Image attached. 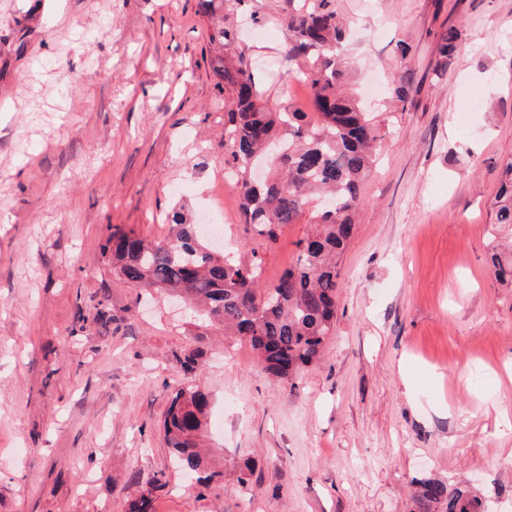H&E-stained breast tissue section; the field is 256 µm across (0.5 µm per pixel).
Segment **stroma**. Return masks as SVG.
<instances>
[{"label":"stroma","instance_id":"1","mask_svg":"<svg viewBox=\"0 0 512 512\" xmlns=\"http://www.w3.org/2000/svg\"><path fill=\"white\" fill-rule=\"evenodd\" d=\"M42 3L0 0V512H129L148 488L154 512H413L421 476L512 512V287L488 264L512 242L493 206L512 160V0H335L384 138L335 331L291 387L103 250L113 227L156 239L172 209L216 205L225 252L269 285L313 230L284 225L266 247L240 222L214 22L196 0H65L61 20ZM299 5L224 4L274 110L312 109L287 58ZM451 26L462 47L442 68ZM184 382L210 398L208 484L163 437Z\"/></svg>","mask_w":512,"mask_h":512}]
</instances>
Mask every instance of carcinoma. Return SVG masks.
Wrapping results in <instances>:
<instances>
[{"label":"carcinoma","mask_w":512,"mask_h":512,"mask_svg":"<svg viewBox=\"0 0 512 512\" xmlns=\"http://www.w3.org/2000/svg\"><path fill=\"white\" fill-rule=\"evenodd\" d=\"M224 0H197V14L218 23L212 42L218 53L234 44L221 26ZM346 22L334 0H312L288 16V59L308 58L303 72L314 117L288 108L274 112L262 103L252 71L238 60L221 58L218 75L232 106L224 113V163L236 176L241 223L253 227L267 244L277 230L298 224L305 216L316 233L305 240L296 263L267 288L262 267L220 256L201 227L174 212L173 231L147 240L115 227L104 249L112 266L135 288L183 291L210 327L246 341L271 375L294 380L318 361L336 325L339 259L364 206L362 185L376 161L381 129L363 111L346 86L348 67L338 49ZM462 44L456 27L440 35V65L450 64ZM330 197L333 206L312 210L314 195ZM496 220L512 224V160L507 162L495 196ZM495 275L512 284V257L491 256ZM208 399L192 385L171 399L163 429L174 458L189 472L203 467L200 438ZM416 512H481L479 496L467 487H450L436 478L411 482Z\"/></svg>","instance_id":"obj_1"}]
</instances>
